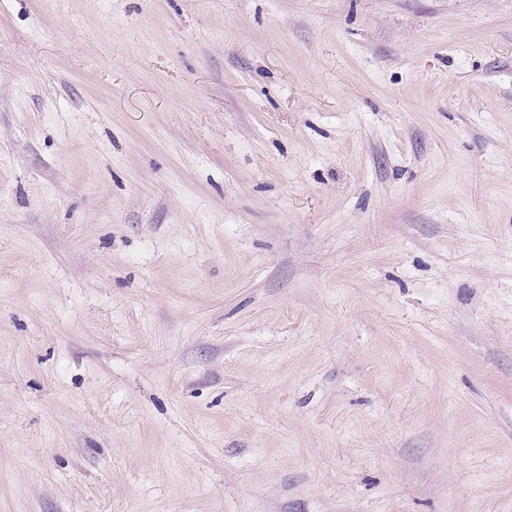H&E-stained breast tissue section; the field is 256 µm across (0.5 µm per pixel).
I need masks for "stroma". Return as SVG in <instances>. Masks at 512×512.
<instances>
[{"instance_id":"stroma-1","label":"stroma","mask_w":512,"mask_h":512,"mask_svg":"<svg viewBox=\"0 0 512 512\" xmlns=\"http://www.w3.org/2000/svg\"><path fill=\"white\" fill-rule=\"evenodd\" d=\"M0 512H512V0H0Z\"/></svg>"}]
</instances>
